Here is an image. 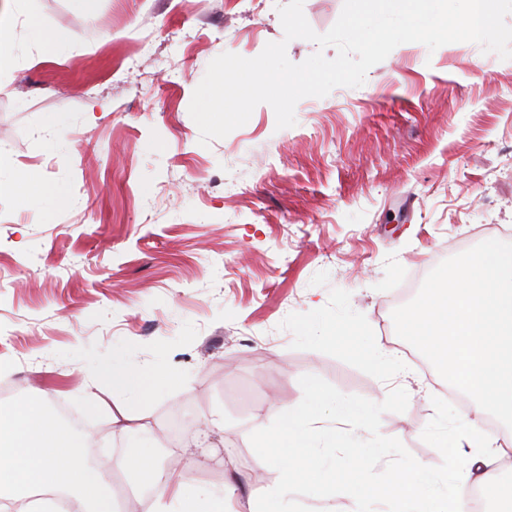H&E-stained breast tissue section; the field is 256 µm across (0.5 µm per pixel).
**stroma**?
Here are the masks:
<instances>
[{
  "mask_svg": "<svg viewBox=\"0 0 512 512\" xmlns=\"http://www.w3.org/2000/svg\"><path fill=\"white\" fill-rule=\"evenodd\" d=\"M282 2L27 0L14 21L0 177L38 196H0V402L76 408L121 512L137 483L116 462L148 448L264 499L281 472L257 446L306 374L374 402L405 389L380 432L426 466L429 394L472 405L400 317L485 239L512 243V60L404 43L362 86L301 99L294 126L261 104L202 146L195 88L222 53L283 39ZM58 29L74 41L53 53ZM306 323L343 330L316 342ZM118 362L179 381L133 403L99 372Z\"/></svg>",
  "mask_w": 512,
  "mask_h": 512,
  "instance_id": "35a3bbf8",
  "label": "stroma"
}]
</instances>
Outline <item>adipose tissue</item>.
Masks as SVG:
<instances>
[{
	"label": "adipose tissue",
	"mask_w": 512,
	"mask_h": 512,
	"mask_svg": "<svg viewBox=\"0 0 512 512\" xmlns=\"http://www.w3.org/2000/svg\"><path fill=\"white\" fill-rule=\"evenodd\" d=\"M402 321L470 397L474 417L464 442L480 455L463 459L456 473L463 493L431 497L430 480L416 466L392 468L384 483L367 490L364 476L376 458L371 449L352 447L348 490L367 504L376 496L387 498L392 512H471L469 490L499 485L502 461L512 455V244L484 241L467 255L461 274L428 288ZM104 372L113 390L133 403L149 385L173 382L169 373L150 375L121 364ZM45 402L39 396L0 403V499L19 501L20 512H58V497L65 494L76 498L83 512H112L106 479L91 467L81 441L47 420ZM486 413L502 423L490 436L479 421ZM276 416L277 433L260 448L271 451L279 466L282 479L275 494L288 503L295 494L294 473L317 466L320 445L295 405L278 404ZM118 466L134 471L146 489L138 499L139 512H164L168 499L178 501L181 512H264L263 503H241L226 487L192 488L186 471L164 467L152 456L135 454Z\"/></svg>",
	"instance_id": "1"
}]
</instances>
